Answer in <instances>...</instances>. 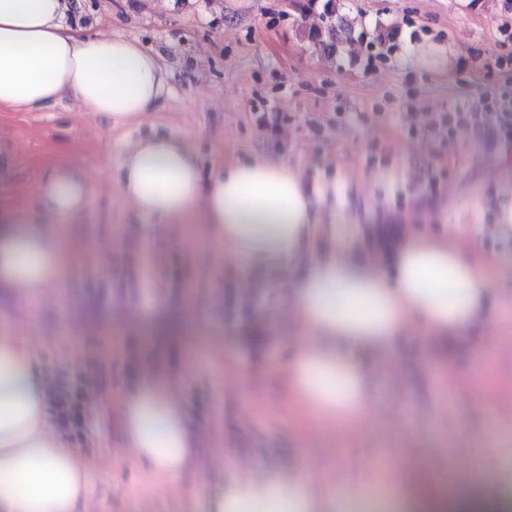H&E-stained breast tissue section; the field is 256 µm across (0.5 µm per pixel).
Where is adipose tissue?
Segmentation results:
<instances>
[{"mask_svg":"<svg viewBox=\"0 0 512 512\" xmlns=\"http://www.w3.org/2000/svg\"><path fill=\"white\" fill-rule=\"evenodd\" d=\"M66 0H0V105L29 111L69 98L121 125L153 111L168 89L156 55L139 41L80 34ZM118 188L141 217L197 218L215 253L270 271L298 270L282 312L300 325L283 369L293 402L328 425L361 419L379 388L375 360L397 354L409 328L421 344L458 341L484 328L496 302L487 262L444 238L386 243L385 263L309 254L316 194L300 171L256 158L203 174L180 138L139 140L121 157ZM89 185L60 159L37 184L31 211L0 212V295L23 304L74 274L64 240L45 222L84 214ZM176 378L145 366L119 401L125 450L161 476L204 472L200 436L175 393ZM46 381L33 347L0 336V512H88L90 460L52 429ZM352 490L315 476L311 461L287 468L238 462L207 498L208 512H343Z\"/></svg>","mask_w":512,"mask_h":512,"instance_id":"adipose-tissue-1","label":"adipose tissue"}]
</instances>
